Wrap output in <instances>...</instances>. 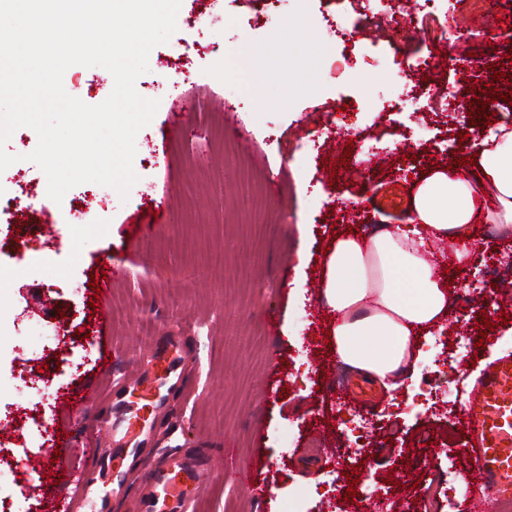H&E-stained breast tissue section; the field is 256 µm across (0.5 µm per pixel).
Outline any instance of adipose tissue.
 <instances>
[{
  "label": "adipose tissue",
  "mask_w": 512,
  "mask_h": 512,
  "mask_svg": "<svg viewBox=\"0 0 512 512\" xmlns=\"http://www.w3.org/2000/svg\"><path fill=\"white\" fill-rule=\"evenodd\" d=\"M406 216V226L370 237L337 235L320 273L331 356L387 390L415 378L423 337L447 320L446 270L469 264V231L479 224L512 228V129L501 128L473 164L428 168L410 187ZM451 239L458 245L446 269L436 268L434 245Z\"/></svg>",
  "instance_id": "1"
}]
</instances>
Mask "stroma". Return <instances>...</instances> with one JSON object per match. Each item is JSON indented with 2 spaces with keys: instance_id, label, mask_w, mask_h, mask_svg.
<instances>
[{
  "instance_id": "obj_1",
  "label": "stroma",
  "mask_w": 512,
  "mask_h": 512,
  "mask_svg": "<svg viewBox=\"0 0 512 512\" xmlns=\"http://www.w3.org/2000/svg\"><path fill=\"white\" fill-rule=\"evenodd\" d=\"M423 6L402 0L388 15L378 0H286L287 20L266 22L257 0H182L176 32L151 50L137 80L138 93L160 105L136 137L139 180L124 200L98 184L50 200L44 173L26 159L36 132L13 133L6 150L23 162L0 173V512H51L66 486L35 467L42 449L66 424L71 442L61 455H79L90 425L113 417L112 400L102 397L111 381L94 348L104 316L116 367L172 339L185 357L163 406L153 383L134 389L132 428L158 415L164 422L109 512H138L147 474L173 457L203 465L221 450L225 469L185 483L194 512H352L357 503L409 512L412 486L458 485L463 431L435 390L449 385L461 402L478 365L512 354V327L499 320L512 317V302L476 282L495 266L499 281L512 283V234L485 228L472 265L454 277L452 291L468 305L453 309L440 331L450 344L446 362L432 349L420 363L415 394L401 387L370 403L336 400L337 364L325 355L316 289L338 230L404 223L403 209L370 208L367 199L512 127V104L494 103L495 121L485 127L464 108L470 91L512 88L511 48L496 38L512 27V11L438 0L427 18ZM205 11L215 23L190 28ZM474 53L483 70L470 67ZM496 63L504 75L495 82ZM169 73L179 81H166ZM64 79L89 105L112 91L101 67L74 65ZM332 159L342 167L329 168ZM241 160L258 172L250 218L237 209ZM87 189L94 207L82 222L70 210L82 208ZM110 258L124 275L94 298L90 277ZM485 318L494 329L483 342ZM40 378L50 387L38 388ZM73 391L100 397L74 407ZM370 419L362 468L340 477L356 424ZM241 469L265 484L263 497L236 479Z\"/></svg>"
}]
</instances>
